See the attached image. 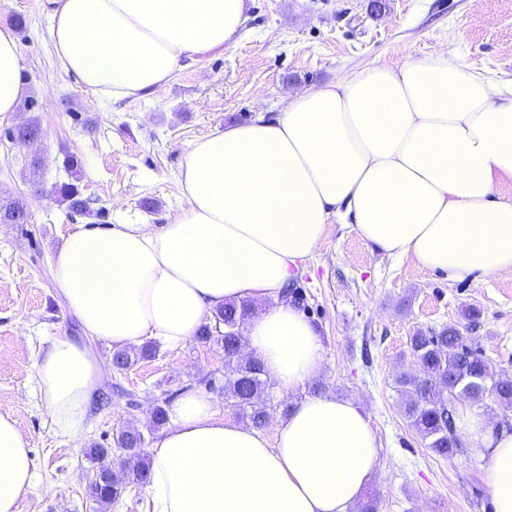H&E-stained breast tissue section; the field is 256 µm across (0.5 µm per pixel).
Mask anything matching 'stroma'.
<instances>
[{"label":"stroma","instance_id":"obj_1","mask_svg":"<svg viewBox=\"0 0 512 512\" xmlns=\"http://www.w3.org/2000/svg\"><path fill=\"white\" fill-rule=\"evenodd\" d=\"M22 17L16 37L29 92L20 112L0 118V198L22 199L28 220L0 224V411H10L28 441L35 479L20 512H145V487L128 484L108 510L88 495L85 457L94 443H113L137 425L147 446L160 432L150 420L158 403L200 391L228 417L224 353L193 340L160 349L130 369L112 366V345L86 339L57 295L52 253L79 224H165L176 213L177 175L189 143L278 112L288 91L318 86L366 64L401 62L445 50L495 82H512V0H252L239 41L177 69L153 95L97 102L65 73L49 38L40 0H0V22ZM37 119L43 156L8 129ZM83 164L79 186L92 218L74 214L52 194L68 181L66 155ZM303 311L324 347L315 384L354 400L369 418L380 461L369 486L378 512H489V461L472 446L435 455L403 412L399 373L412 364L416 331L455 326L480 346L494 377L512 378V274L453 282L445 273L377 252L349 225L332 222L320 251L294 277ZM475 309L476 321L465 313ZM58 336L86 341L105 366L104 378L127 389L92 408L81 444L58 436L31 377L41 351Z\"/></svg>","mask_w":512,"mask_h":512}]
</instances>
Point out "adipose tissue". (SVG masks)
Here are the masks:
<instances>
[{"mask_svg": "<svg viewBox=\"0 0 512 512\" xmlns=\"http://www.w3.org/2000/svg\"><path fill=\"white\" fill-rule=\"evenodd\" d=\"M65 71L98 101L144 98L183 63L237 43L249 0H47ZM11 28L0 26V116L27 94ZM512 86L454 54L371 63L285 98L274 117L193 140L178 174L174 219L154 227L82 225L52 277L87 336L119 349L185 345L217 307L261 306L248 351L291 394L274 438L226 419L189 391L148 451L152 512H353L378 465L365 415L332 395L294 399L323 361L316 326L282 292L316 254L334 217L380 253L452 281L512 274ZM102 367L89 348L54 338L34 366L57 435L81 441ZM458 424L490 462L491 512H512V432L462 411ZM34 458L0 411V512H19Z\"/></svg>", "mask_w": 512, "mask_h": 512, "instance_id": "ef3b65f1", "label": "adipose tissue"}]
</instances>
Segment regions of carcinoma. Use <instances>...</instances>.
Returning <instances> with one entry per match:
<instances>
[{
    "label": "carcinoma",
    "mask_w": 512,
    "mask_h": 512,
    "mask_svg": "<svg viewBox=\"0 0 512 512\" xmlns=\"http://www.w3.org/2000/svg\"><path fill=\"white\" fill-rule=\"evenodd\" d=\"M64 168L72 181L54 187L53 193L70 211L91 215L78 184L81 160L68 155ZM24 209L20 199H1L0 224L25 223ZM255 314L256 307L251 304L226 303L217 308L214 323L204 326L197 340L224 351V396L233 400V407L252 426L262 428L273 407V384L257 357L242 355L247 343L245 323ZM156 352L153 344L117 350L113 353L112 364L122 372L141 359L154 357ZM410 352L412 368L400 373L397 384L404 396L405 416L435 454L448 457L463 447L456 433L453 409L444 400L449 389L459 388L474 401L483 400L486 392L491 391L499 403L512 406V378L488 381V365L481 349L457 328L450 326L416 333L410 338ZM116 445L123 452V471L110 484L94 478L89 485L90 496L101 506L116 501L127 484L145 483L149 478L142 431L135 428L121 432Z\"/></svg>",
    "instance_id": "cac0c4a2"
}]
</instances>
